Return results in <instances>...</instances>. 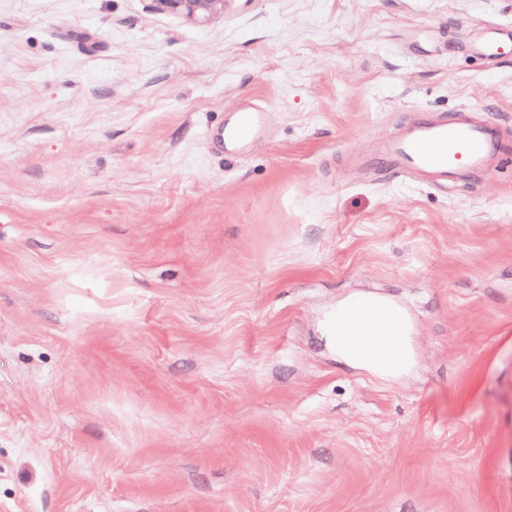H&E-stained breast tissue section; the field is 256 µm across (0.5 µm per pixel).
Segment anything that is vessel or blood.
Wrapping results in <instances>:
<instances>
[{
	"mask_svg": "<svg viewBox=\"0 0 512 512\" xmlns=\"http://www.w3.org/2000/svg\"><path fill=\"white\" fill-rule=\"evenodd\" d=\"M476 49L487 59L497 60L512 53V39L490 28ZM261 121L255 109L239 108L224 128L225 142L247 149L258 136ZM511 138L512 128L490 124L464 110L450 118L414 120L381 142L379 154L399 171L445 186L493 171L504 158L501 144Z\"/></svg>",
	"mask_w": 512,
	"mask_h": 512,
	"instance_id": "b4317fda",
	"label": "vessel or blood"
}]
</instances>
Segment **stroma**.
<instances>
[{"mask_svg": "<svg viewBox=\"0 0 512 512\" xmlns=\"http://www.w3.org/2000/svg\"><path fill=\"white\" fill-rule=\"evenodd\" d=\"M490 22L512 0H0V512H512V166L375 158L421 115L512 126ZM361 293L408 317L398 377L325 341ZM157 11L176 15L197 25L209 23L224 11V0H151ZM510 36H502L496 30L489 28L486 30L482 40L475 44V48L480 54L487 59L497 60L510 55L509 46ZM261 121V112L248 106L239 108L232 122L224 127V143H229L240 150L247 149L258 136Z\"/></svg>", "mask_w": 512, "mask_h": 512, "instance_id": "1", "label": "stroma"}]
</instances>
